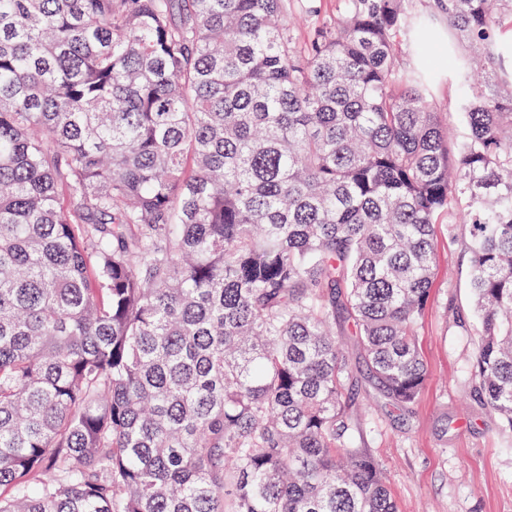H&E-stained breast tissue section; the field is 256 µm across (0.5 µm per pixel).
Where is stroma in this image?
Masks as SVG:
<instances>
[{
  "label": "stroma",
  "mask_w": 512,
  "mask_h": 512,
  "mask_svg": "<svg viewBox=\"0 0 512 512\" xmlns=\"http://www.w3.org/2000/svg\"><path fill=\"white\" fill-rule=\"evenodd\" d=\"M469 227L439 226L437 275L418 330L428 381L409 409L375 410L368 450L398 512H512V430L471 391Z\"/></svg>",
  "instance_id": "1"
}]
</instances>
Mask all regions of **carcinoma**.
I'll return each mask as SVG.
<instances>
[{
    "label": "carcinoma",
    "instance_id": "carcinoma-1",
    "mask_svg": "<svg viewBox=\"0 0 512 512\" xmlns=\"http://www.w3.org/2000/svg\"><path fill=\"white\" fill-rule=\"evenodd\" d=\"M406 2L0 0V512H397L445 217L512 430V0ZM433 0H408L407 8L412 15L426 17L434 29L443 31L444 37H447V24L444 19L434 16L432 7ZM462 95L463 91L448 86V82L444 80L435 87L438 112H442V120L447 121L448 127L458 135H462L465 131L462 114L457 112V100Z\"/></svg>",
    "mask_w": 512,
    "mask_h": 512
}]
</instances>
